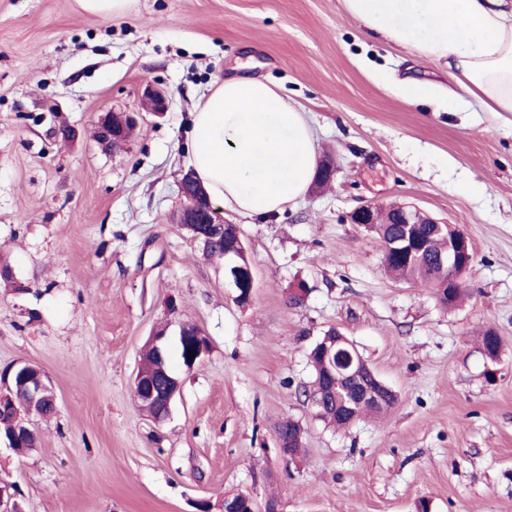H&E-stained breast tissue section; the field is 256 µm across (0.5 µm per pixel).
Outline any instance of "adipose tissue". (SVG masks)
Instances as JSON below:
<instances>
[{
	"instance_id": "1",
	"label": "adipose tissue",
	"mask_w": 512,
	"mask_h": 512,
	"mask_svg": "<svg viewBox=\"0 0 512 512\" xmlns=\"http://www.w3.org/2000/svg\"><path fill=\"white\" fill-rule=\"evenodd\" d=\"M373 37L444 64L450 88L404 79L412 101L445 98L456 109L476 100L512 112V0H342ZM186 162L213 204L266 219L304 197L318 166L306 112L248 76L215 83L190 114Z\"/></svg>"
}]
</instances>
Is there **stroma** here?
Masks as SVG:
<instances>
[{
	"label": "stroma",
	"mask_w": 512,
	"mask_h": 512,
	"mask_svg": "<svg viewBox=\"0 0 512 512\" xmlns=\"http://www.w3.org/2000/svg\"><path fill=\"white\" fill-rule=\"evenodd\" d=\"M238 75L301 104L336 168L268 220L225 213L254 269L243 305L172 221L194 105ZM404 76L450 82L340 0H130L112 19L0 0V371L32 364L58 398L56 415L28 417L35 448L0 445L23 512H223L233 492L283 512H512V113L407 101L387 83ZM146 81L169 94L163 116L141 110ZM113 110L138 116L117 153L95 138ZM395 202L470 238L459 306L389 276L378 235L349 219ZM184 323L211 341L190 369ZM163 324L181 389L157 422L132 382ZM331 328L396 392L385 416L335 429L299 396ZM487 328L503 344L491 366ZM287 417L305 429L297 464L275 449Z\"/></svg>",
	"instance_id": "35a3bbf8"
}]
</instances>
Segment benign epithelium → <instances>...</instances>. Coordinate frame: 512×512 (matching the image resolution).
Segmentation results:
<instances>
[{"mask_svg":"<svg viewBox=\"0 0 512 512\" xmlns=\"http://www.w3.org/2000/svg\"><path fill=\"white\" fill-rule=\"evenodd\" d=\"M168 94L147 81L141 92V108L144 112L154 116H162L169 109ZM136 119L126 112H113L98 122L100 144L105 148L119 149L125 144L124 135L134 126ZM180 194L184 198L183 206L173 215V223L194 226L195 240L207 244L208 237L202 229L204 224H222L224 217L208 198L207 192L196 178L187 173L180 182ZM395 224H436L435 232L447 234L448 254L439 256V263L448 267V288H461L464 286L463 274L472 263V244L469 238L452 224L435 223V220L414 206L398 205L389 208ZM375 206L367 204L359 207L350 215L353 224L374 223ZM224 279L240 294L243 290L254 291V272L252 265H239L233 263L224 269ZM19 373L24 375L21 383L12 385L9 381L0 378V408L6 405L16 406L15 391L21 389L26 392L29 403L27 406L15 410L16 418L20 419L12 441H17L24 435V416L42 410L56 413L57 395L49 378L40 369L19 363ZM330 375L339 380L350 383L351 388L345 389L333 384L325 390H309L307 402L312 406L322 403L323 393L327 392L337 399H343V405L350 409L357 403L379 400L377 385L371 384L359 376L358 365L353 355L345 351L336 358H331L328 367ZM181 383L170 371L167 360H162L156 371V383L147 384L145 375L136 372L133 381V394L137 403H149L158 410L155 421H164L171 412L172 403L179 393Z\"/></svg>","mask_w":512,"mask_h":512,"instance_id":"7a95c632","label":"benign epithelium"}]
</instances>
